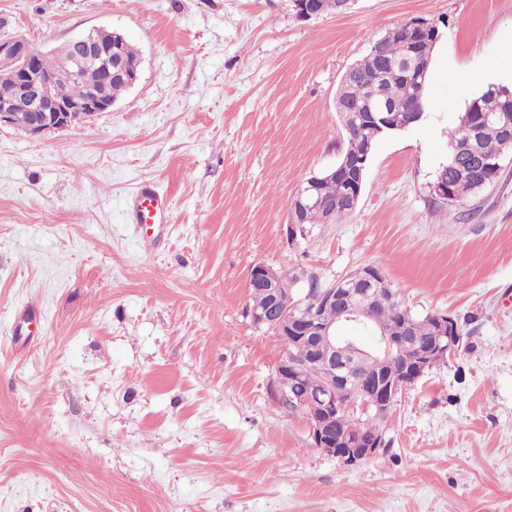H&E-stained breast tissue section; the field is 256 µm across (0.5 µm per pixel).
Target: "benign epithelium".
<instances>
[{"mask_svg":"<svg viewBox=\"0 0 512 512\" xmlns=\"http://www.w3.org/2000/svg\"><path fill=\"white\" fill-rule=\"evenodd\" d=\"M64 58V65L57 77L74 79L87 67L97 68L105 83L112 81V42H102L93 33L79 35L57 49ZM0 79L10 80L16 86L14 102L0 105V125L18 127L32 136L63 130L72 125L71 114L80 119L91 118L112 108V100L101 94L86 97L80 101L62 102L52 94L53 79L45 77L31 60L29 41L19 36L0 37ZM30 111L31 116L23 119L16 115L18 107ZM335 109L346 132V151L341 153L339 162L323 172L313 174L299 186L296 196L301 197L321 177L336 175L347 167L352 158L364 149L355 137L352 113L345 99L336 95ZM375 123L378 128L405 129L423 114V101L416 97L401 113H393L380 105L376 109ZM306 229L297 221L293 205L287 207V238L291 245L304 236ZM248 280L258 281L264 291L265 300L247 301L246 317L253 326L273 331L283 346L275 376L271 383L273 397L287 401L302 412L309 424V433L314 447L336 459L343 466L354 468L383 453L386 445L385 433L380 430L362 429L356 435L347 431L339 435L329 430V424L338 411H348L365 417L373 414L378 418L387 416L395 397L408 386L413 385L433 367L456 354L463 344V334L458 323L443 314L436 315L437 334L423 341L412 333L409 316L394 326H387L367 311L352 305L355 298H364L367 288L346 287L345 280L330 283L320 297L299 299L286 306L283 298L290 289L279 278L278 271L263 264L253 266ZM313 303L307 308V303ZM341 308L339 324L322 319L320 310L331 305ZM364 317V323L375 333L377 344L371 349L358 346L342 332L343 324ZM299 324L305 336L314 337L325 359V382L319 393V402L307 405L297 395L294 385L308 361L298 349L299 337L289 335V326ZM384 354L383 365L392 366L391 354L403 357L406 368L400 376L390 374L385 379L374 378L365 371L367 363L377 354Z\"/></svg>","mask_w":512,"mask_h":512,"instance_id":"benign-epithelium-1","label":"benign epithelium"}]
</instances>
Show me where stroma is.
<instances>
[{
    "label": "stroma",
    "instance_id": "35a3bbf8",
    "mask_svg": "<svg viewBox=\"0 0 512 512\" xmlns=\"http://www.w3.org/2000/svg\"><path fill=\"white\" fill-rule=\"evenodd\" d=\"M52 51L120 30L139 77L110 111L0 126V512H512V155L434 201L468 95L512 87V0H0ZM441 38L422 122L374 147L356 212L289 245L287 204L343 146L344 72L391 27ZM155 186L168 223L135 227ZM380 267L466 343L398 396L388 452L346 468L270 395L283 347L244 315L253 265ZM170 209L167 196L151 187L140 189L132 200L133 221L135 225L151 224L156 214L166 219Z\"/></svg>",
    "mask_w": 512,
    "mask_h": 512
}]
</instances>
